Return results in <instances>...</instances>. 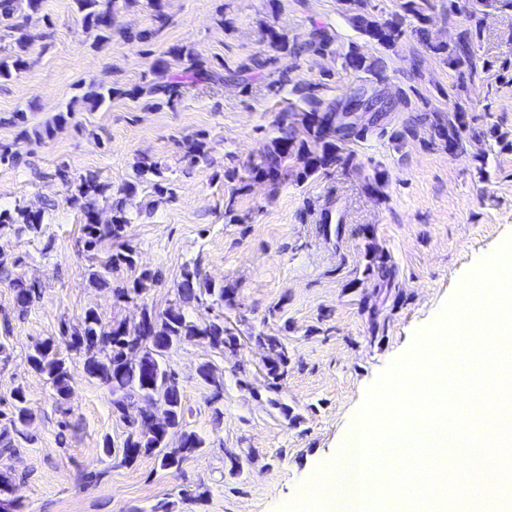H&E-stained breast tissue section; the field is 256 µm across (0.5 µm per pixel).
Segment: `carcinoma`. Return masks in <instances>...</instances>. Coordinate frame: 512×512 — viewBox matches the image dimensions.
I'll return each mask as SVG.
<instances>
[{
	"instance_id": "obj_1",
	"label": "carcinoma",
	"mask_w": 512,
	"mask_h": 512,
	"mask_svg": "<svg viewBox=\"0 0 512 512\" xmlns=\"http://www.w3.org/2000/svg\"><path fill=\"white\" fill-rule=\"evenodd\" d=\"M138 0H75L81 15L83 29L94 35L93 45L100 48L112 41L117 33L126 42H143L148 36L126 28L116 29V15L120 9L134 6ZM370 0H339L352 26L366 39L386 50L394 49L407 32H412L432 53L443 57L449 68L458 72V82L448 88V98L456 99L448 117L442 118L437 112H424L416 121L427 124L436 139L448 148V154L463 151L462 133L472 121L469 112L458 102L464 88V70L476 69V45L480 38L481 18L484 13L483 0H468L465 24L461 26L454 45L450 46L435 39L431 29L430 13L433 0H399L398 11L381 21L371 12ZM42 0H0V24L10 31L14 50L0 57V79H9L27 67L25 59L33 43L30 24L39 20ZM267 50L249 58L239 66L237 74L271 69L278 74L276 85L288 83L290 67L284 63L288 58L303 55L328 56L336 54V38L324 28H316L305 37L290 36L273 27L267 28ZM183 64V71L200 83L224 81V73L198 54L185 47L174 46L157 57L150 70L152 79L124 90L120 87H106L91 82L82 87V93L73 98L66 111L55 115L53 122L35 132L40 138H52L56 131L67 124L66 115L80 103L94 111L116 97L129 96L144 98L150 106L159 108L173 105L182 96L181 82L170 75L172 63ZM384 66L382 59L366 53L357 44L349 46L341 55V67L355 75L377 76ZM317 84L306 87L302 99L303 109L288 108L281 113L278 132L267 146L260 161L250 166L255 178L279 182L288 178V159L295 157L303 164L300 175L306 177L326 169L337 162L342 146L354 138H363L377 129V125L350 127L345 131L336 130V101L325 102L317 96ZM151 174L155 177L153 189L156 193H172L161 166L154 161H143L138 175ZM109 185L99 181L98 175L88 173L80 177L67 202L78 207L84 216L82 227L84 249L94 252L106 241H117L124 237L129 218L120 200L111 205L112 217L101 222L99 199L106 198ZM43 214L40 210L26 207L15 209V214L0 213V224H9L19 233L36 232L40 229ZM136 267L132 248L113 251L100 262V269L92 272V281L100 287H107V276L122 267ZM371 274L382 282L394 279V269L383 255H374L368 267ZM156 282V273L143 269L132 279L112 288L118 301L134 302L141 298ZM14 292L15 304L24 309L41 294V284L27 282L20 277L8 280ZM205 293L216 298L221 304L232 305L235 290L215 288L201 277L197 268H184L182 280L177 286L179 299L191 300ZM62 336L68 345L83 353V370L112 387L120 396L112 400V414L132 425L133 431L127 436L122 447L124 462L130 464L143 454L162 453L161 464L168 469H179L186 457L204 447V440L184 426V411L176 375L163 364L167 353L184 341L206 340L216 349L235 350L237 337L224 326V317L197 324L186 318L182 310L172 305L157 313L142 304L141 317L137 324L127 325L115 321L104 326L96 313L89 311L80 323L62 328ZM256 342L266 346L271 356L265 363L266 374L271 386L277 387L278 380L288 367L285 347L275 336L258 335ZM31 366L50 381L58 400L70 402L73 380L71 367L59 356L55 341L44 340L35 345L29 355ZM0 419L11 429L23 435L18 426L30 420L25 406V396L19 389L13 393L10 414H1ZM181 431V442L176 448H168V436L173 430Z\"/></svg>"
}]
</instances>
